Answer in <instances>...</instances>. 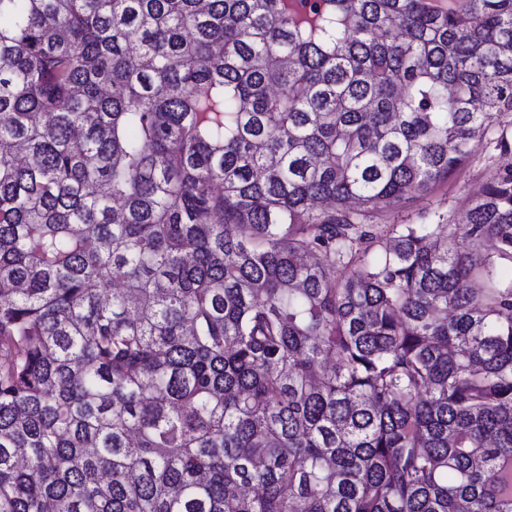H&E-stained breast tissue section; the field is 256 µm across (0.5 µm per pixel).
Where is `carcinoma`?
<instances>
[{"instance_id": "1", "label": "carcinoma", "mask_w": 512, "mask_h": 512, "mask_svg": "<svg viewBox=\"0 0 512 512\" xmlns=\"http://www.w3.org/2000/svg\"><path fill=\"white\" fill-rule=\"evenodd\" d=\"M502 112L512 0H0V512H512V170L370 223ZM478 146L472 158L448 181L439 183L426 192H412L406 197L404 206L386 209L376 215L372 224L379 225V241L376 247L380 249L394 236L392 230H399L400 224H420L429 222L436 224L438 215L443 216L440 224H461L469 208L472 197L478 193L499 171L508 170L504 159L512 156L508 152L497 149L493 138ZM423 215L428 219H423Z\"/></svg>"}]
</instances>
